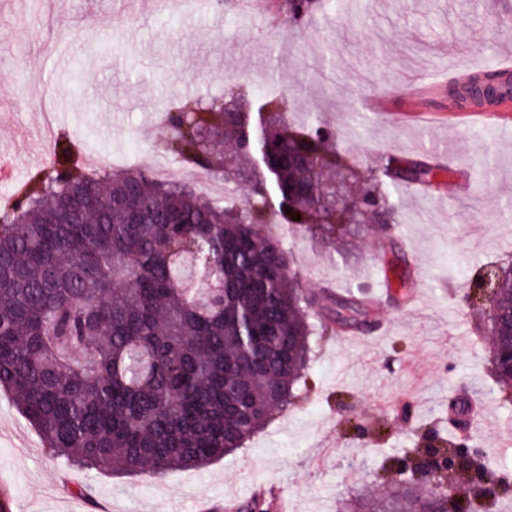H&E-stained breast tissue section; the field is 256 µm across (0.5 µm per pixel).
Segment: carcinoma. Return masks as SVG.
Returning a JSON list of instances; mask_svg holds the SVG:
<instances>
[{"instance_id":"carcinoma-1","label":"carcinoma","mask_w":512,"mask_h":512,"mask_svg":"<svg viewBox=\"0 0 512 512\" xmlns=\"http://www.w3.org/2000/svg\"><path fill=\"white\" fill-rule=\"evenodd\" d=\"M229 108L183 87L166 107L189 113L169 146L181 163L253 181L224 205L146 169L80 175L73 141L29 173L0 206V391L50 452L81 466L155 478L224 458L292 403L310 364V299L282 244L257 225L276 207L292 229L318 225L330 243L353 238L392 208L390 189L433 186L426 158L378 156L359 206L324 130H295L282 102L228 82ZM291 211H286L285 207ZM204 244L223 293L211 299L184 239ZM498 322L512 317V271L501 269ZM356 323V302L332 303ZM507 328L492 337L493 369L512 404ZM401 486L363 512H417Z\"/></svg>"}]
</instances>
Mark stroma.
<instances>
[{"instance_id":"35a3bbf8","label":"stroma","mask_w":512,"mask_h":512,"mask_svg":"<svg viewBox=\"0 0 512 512\" xmlns=\"http://www.w3.org/2000/svg\"><path fill=\"white\" fill-rule=\"evenodd\" d=\"M39 0L33 21L0 0V143L16 168L0 202L30 172L41 99L53 100L56 134L77 154L111 155L116 169L172 161L162 105L193 80L205 101L245 78L288 99L298 126L320 120L354 168L378 154H430L446 170L433 188L400 186L388 223L367 225L344 254L270 219L310 292L330 289L367 305L363 332L316 337L306 387L241 448L203 469L159 478L82 472L51 454L0 393V512H224L262 487L284 490L294 512H354L360 498L395 482L382 467L429 441H460L512 465V409L492 373L489 317L469 305L486 266L512 263V117L485 128L449 94L455 76L512 59V0H313L310 19L289 21L279 0H170L160 17L127 0ZM276 45L279 75L266 78ZM333 45L330 65L318 61ZM494 168L486 180L485 165ZM400 273L392 292L384 286ZM419 306L405 305L415 277Z\"/></svg>"}]
</instances>
